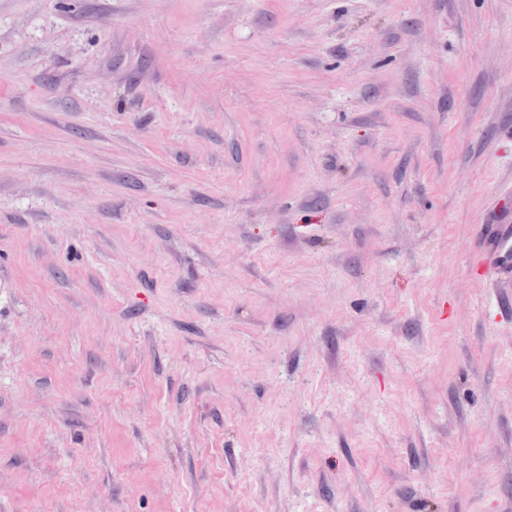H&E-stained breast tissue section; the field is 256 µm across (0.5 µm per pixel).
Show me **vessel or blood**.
I'll list each match as a JSON object with an SVG mask.
<instances>
[{
  "mask_svg": "<svg viewBox=\"0 0 512 512\" xmlns=\"http://www.w3.org/2000/svg\"><path fill=\"white\" fill-rule=\"evenodd\" d=\"M473 261L488 272L493 287L512 289V214L495 213L482 225Z\"/></svg>",
  "mask_w": 512,
  "mask_h": 512,
  "instance_id": "obj_1",
  "label": "vessel or blood"
}]
</instances>
